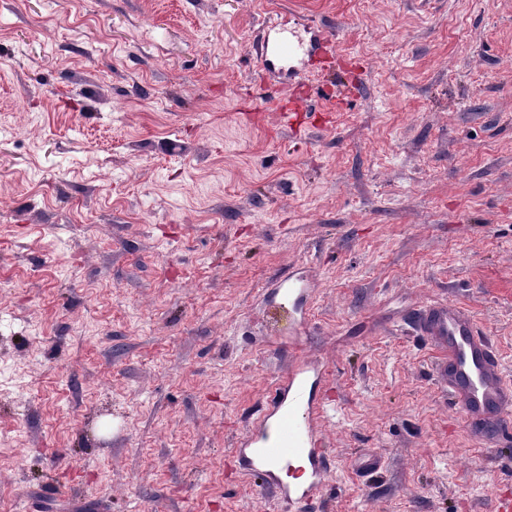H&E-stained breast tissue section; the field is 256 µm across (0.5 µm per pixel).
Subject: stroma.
<instances>
[{
	"mask_svg": "<svg viewBox=\"0 0 512 512\" xmlns=\"http://www.w3.org/2000/svg\"><path fill=\"white\" fill-rule=\"evenodd\" d=\"M279 13L309 93L360 84L304 149ZM297 266L334 400L303 512L512 494L411 326L468 306L512 380V0H0V512H284L229 453ZM307 96L305 94H293L288 97V94L278 100L277 103V119L280 126L288 132V127H296L301 125L298 116L299 112H307Z\"/></svg>",
	"mask_w": 512,
	"mask_h": 512,
	"instance_id": "35a3bbf8",
	"label": "stroma"
}]
</instances>
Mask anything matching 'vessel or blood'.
I'll use <instances>...</instances> for the list:
<instances>
[{"mask_svg": "<svg viewBox=\"0 0 512 512\" xmlns=\"http://www.w3.org/2000/svg\"><path fill=\"white\" fill-rule=\"evenodd\" d=\"M307 97L279 99L281 127L298 125ZM311 282L300 270L277 277L267 290L265 314L277 348H296L306 329L305 306ZM415 331L427 338L436 357L433 375L472 432L485 441L503 438L512 423V381L506 380L496 349L471 311L434 301L415 314ZM324 363L312 354L294 357L268 390L259 415L235 442L243 475L257 480L275 500L303 512L322 491L330 469L324 449L327 402L320 387Z\"/></svg>", "mask_w": 512, "mask_h": 512, "instance_id": "vessel-or-blood-1", "label": "vessel or blood"}]
</instances>
